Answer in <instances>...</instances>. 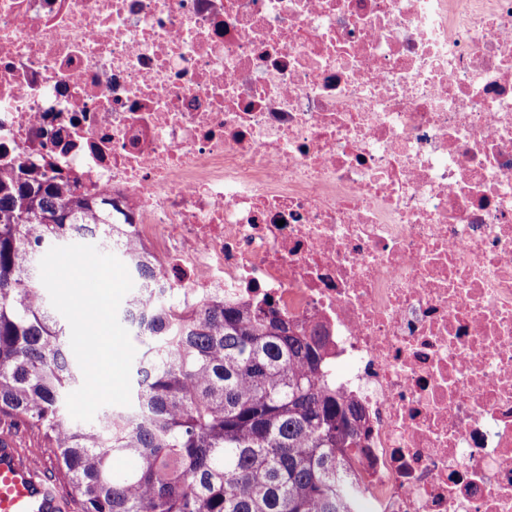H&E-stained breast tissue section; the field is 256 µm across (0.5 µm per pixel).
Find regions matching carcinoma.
Segmentation results:
<instances>
[{
	"instance_id": "cac0c4a2",
	"label": "carcinoma",
	"mask_w": 512,
	"mask_h": 512,
	"mask_svg": "<svg viewBox=\"0 0 512 512\" xmlns=\"http://www.w3.org/2000/svg\"><path fill=\"white\" fill-rule=\"evenodd\" d=\"M112 202L0 174V433L33 426L78 512H361L346 473L360 416L336 396L322 338L273 308L204 304L184 319L139 248L119 313L137 343L131 404L67 417L83 383L39 257L82 240L112 252ZM140 466L116 470L115 457Z\"/></svg>"
}]
</instances>
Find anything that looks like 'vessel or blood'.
Wrapping results in <instances>:
<instances>
[{"mask_svg": "<svg viewBox=\"0 0 512 512\" xmlns=\"http://www.w3.org/2000/svg\"><path fill=\"white\" fill-rule=\"evenodd\" d=\"M47 462L25 457L0 436V512H66L68 500Z\"/></svg>", "mask_w": 512, "mask_h": 512, "instance_id": "1", "label": "vessel or blood"}]
</instances>
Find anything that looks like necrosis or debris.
I'll return each instance as SVG.
<instances>
[{"instance_id": "obj_1", "label": "necrosis or debris", "mask_w": 512, "mask_h": 512, "mask_svg": "<svg viewBox=\"0 0 512 512\" xmlns=\"http://www.w3.org/2000/svg\"><path fill=\"white\" fill-rule=\"evenodd\" d=\"M20 170L319 330L366 512H512V0H0Z\"/></svg>"}]
</instances>
